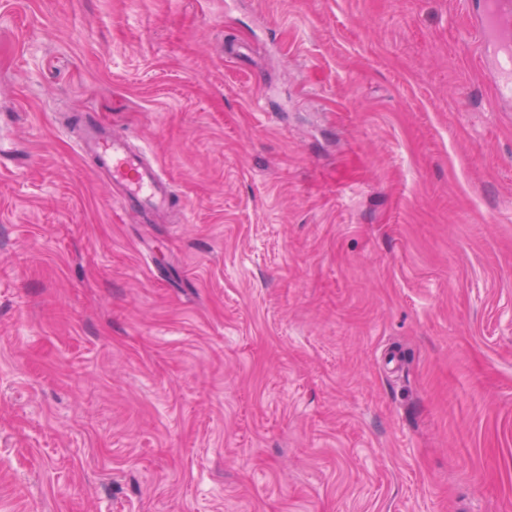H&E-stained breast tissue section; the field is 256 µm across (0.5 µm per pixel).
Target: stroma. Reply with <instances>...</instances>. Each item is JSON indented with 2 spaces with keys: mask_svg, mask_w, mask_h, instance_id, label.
Returning a JSON list of instances; mask_svg holds the SVG:
<instances>
[{
  "mask_svg": "<svg viewBox=\"0 0 512 512\" xmlns=\"http://www.w3.org/2000/svg\"><path fill=\"white\" fill-rule=\"evenodd\" d=\"M479 55L464 0H0V512H512ZM78 140L79 148L94 160L97 170L120 191L128 210L148 216L173 207L171 181L147 164L126 137L84 118L78 120Z\"/></svg>",
  "mask_w": 512,
  "mask_h": 512,
  "instance_id": "obj_1",
  "label": "stroma"
}]
</instances>
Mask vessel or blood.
<instances>
[{
  "mask_svg": "<svg viewBox=\"0 0 512 512\" xmlns=\"http://www.w3.org/2000/svg\"><path fill=\"white\" fill-rule=\"evenodd\" d=\"M511 15L512 0H491L488 8L472 13L473 35L490 61L498 95L504 99L512 98V57L505 55L500 33L504 19ZM78 146L111 179L128 210L148 216L172 208L171 181L147 164L126 137L84 118L78 122Z\"/></svg>",
  "mask_w": 512,
  "mask_h": 512,
  "instance_id": "b4317fda",
  "label": "vessel or blood"
}]
</instances>
